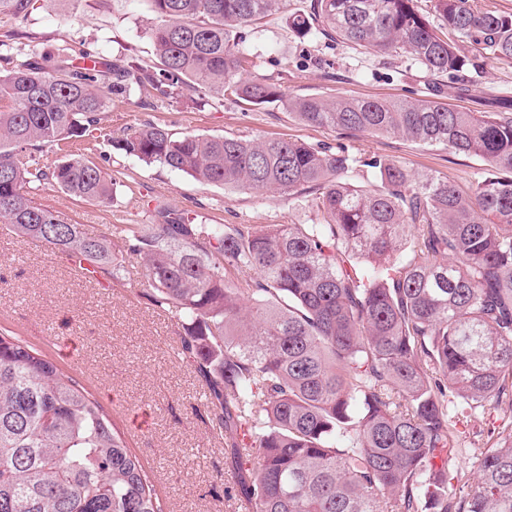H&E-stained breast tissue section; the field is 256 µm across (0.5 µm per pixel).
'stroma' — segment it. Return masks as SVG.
<instances>
[{
  "label": "stroma",
  "instance_id": "obj_1",
  "mask_svg": "<svg viewBox=\"0 0 512 512\" xmlns=\"http://www.w3.org/2000/svg\"><path fill=\"white\" fill-rule=\"evenodd\" d=\"M305 0H284L282 8L255 25L245 46L249 72L279 86L282 100L251 106L232 98L198 103L192 92L145 97L138 91L113 96L96 140L47 144L34 155L44 169H53L69 154L80 153L112 177L116 192L99 205L75 199L53 182L32 195L37 202L83 224L94 233L109 224H154L159 210L195 224H313L318 220L311 193L285 194L203 185L163 167L120 154L108 136L155 124L175 133L280 137L313 145L343 144L354 154H373L404 164L415 175L436 174L460 185L483 168L474 157L427 147L400 135L351 136L302 123L286 98L317 95L414 100L425 97L429 79L423 67L406 55L363 52L349 42L321 37L299 38L289 16ZM153 18L149 0H31L26 18L0 12V37H15L13 63L29 51L52 57L63 48L121 59L135 54L152 64L154 48L147 35ZM476 95L457 97L450 79H443L448 103L467 112L481 111V95L512 97V63L486 55L472 70ZM113 248L125 270L111 288L77 275L67 259L35 246L0 223V328L35 348L58 336L70 352L66 364L94 393L115 420L139 415L142 431L129 442L156 480L169 512H242L237 501L213 493L228 477L224 440L193 413L202 386L193 366L179 355L176 318L153 309L139 257L116 239ZM462 456L448 464V488L456 492L474 479L478 459L493 430L512 424V410L492 415H456Z\"/></svg>",
  "mask_w": 512,
  "mask_h": 512
}]
</instances>
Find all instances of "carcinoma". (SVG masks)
Segmentation results:
<instances>
[{
  "label": "carcinoma",
  "instance_id": "1",
  "mask_svg": "<svg viewBox=\"0 0 512 512\" xmlns=\"http://www.w3.org/2000/svg\"><path fill=\"white\" fill-rule=\"evenodd\" d=\"M30 0H0L26 17ZM310 0L289 24L369 54H406L469 92L460 44L512 62V15L470 0ZM282 0H151L155 62L128 55L32 56L0 75V222L114 278L119 236L144 266L148 300L181 324L203 382L199 412L224 439V495L250 512H512V426L491 434L477 476L448 500L457 455L448 398L474 412L512 409V98L462 112L438 85L424 99L302 96L299 121L344 134H401L477 157L462 191L440 176L354 155L344 145L173 133L146 124L112 148L202 184L314 192L316 224H113L90 233L29 198L53 181L107 204L114 183L73 154L53 171L31 147L95 137L112 95L134 83L200 102L279 97L242 76L243 44ZM360 176L368 187L350 181ZM446 255L441 264L436 257ZM237 275V280L228 278ZM0 512H166L102 404L42 351L0 332Z\"/></svg>",
  "mask_w": 512,
  "mask_h": 512
}]
</instances>
